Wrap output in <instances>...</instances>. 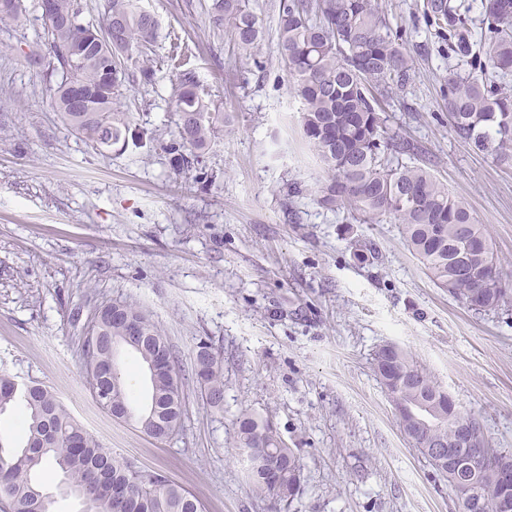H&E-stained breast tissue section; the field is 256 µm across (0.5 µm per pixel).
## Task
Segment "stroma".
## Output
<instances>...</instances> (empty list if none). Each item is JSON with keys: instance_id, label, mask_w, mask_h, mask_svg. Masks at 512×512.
<instances>
[{"instance_id": "obj_1", "label": "stroma", "mask_w": 512, "mask_h": 512, "mask_svg": "<svg viewBox=\"0 0 512 512\" xmlns=\"http://www.w3.org/2000/svg\"><path fill=\"white\" fill-rule=\"evenodd\" d=\"M210 0H138L157 21L155 80L126 82L125 143L93 148L57 114L39 0L0 17V372L52 388L71 415L91 402L82 344L96 309L141 306L168 337L185 397L182 427L159 442L115 420L99 442L159 472L205 512H267L235 443L247 411L271 419L304 465L287 512H459L455 491L408 442L372 364L379 345L410 351L512 452V306L469 310L437 288L397 224L318 207L323 164L305 143L300 100L278 53L279 0H251L265 36L255 56L211 23ZM424 0H384L408 30L413 81L387 112L435 177L507 258L512 285V163L498 164L448 124L450 57ZM230 117L189 178L166 150L179 69ZM303 189L288 198L290 183ZM374 249L355 256L353 244ZM224 354V406L198 400L199 339Z\"/></svg>"}]
</instances>
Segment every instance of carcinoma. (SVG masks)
Here are the masks:
<instances>
[{"label": "carcinoma", "mask_w": 512, "mask_h": 512, "mask_svg": "<svg viewBox=\"0 0 512 512\" xmlns=\"http://www.w3.org/2000/svg\"><path fill=\"white\" fill-rule=\"evenodd\" d=\"M53 16L45 20L52 53L61 70L53 93L54 107L75 132L95 148L126 140L124 114L113 108L130 79L128 62L146 55L156 37L154 17L134 0H108L98 26L80 21L78 0H53ZM487 31L472 41L460 7L448 0H427L424 16L439 34H448V49L474 55L479 74L448 75V120L456 135L495 162L512 161V93L498 79L512 72V0H482ZM212 23L227 25L233 43L248 51L262 37V24L250 0H211ZM112 24V43H88L82 54L67 47L91 30ZM278 51L304 107L303 135L327 167L313 201L331 211H348L355 220L388 217L399 224L409 252L419 260L438 288L479 313L496 312L512 302L502 286L503 260L487 230L468 207L429 171L414 143L386 130V87L403 88L412 79L405 53L407 32L385 13L381 0H281L277 19ZM85 93L76 109L71 85ZM175 131L170 144L173 170L189 175L209 147L224 113L212 109L197 91L192 72L179 74L175 94ZM411 155L406 163L402 156ZM470 225L461 238L458 226ZM141 328V363L155 356L167 370L151 381L150 402L136 404L121 380L117 357L128 348L124 321ZM89 390L107 412L147 436L165 441L177 434L184 414L182 383L168 339L135 304L115 301L98 308L83 342ZM373 368L393 404L399 426L419 454L442 479L459 491L461 480L479 486L487 505L483 512H512V484L498 474L512 469V454L474 444L484 466L462 471L453 461L439 466L424 453L438 445L467 455L458 447L457 427L476 418L448 401V393L407 350L393 343L378 346ZM199 398L210 408L224 402V355L200 340L194 356ZM0 414L16 404L26 410L23 445L0 436V512H49L52 495L36 473L49 462L61 473V484L85 487L86 512H204L202 503L182 485L144 470L104 447L73 419L55 393L41 383L19 384L0 373ZM238 447L247 460V476L256 497L269 512H283L302 492L304 465L274 424L249 412L236 419Z\"/></svg>", "instance_id": "carcinoma-1"}]
</instances>
